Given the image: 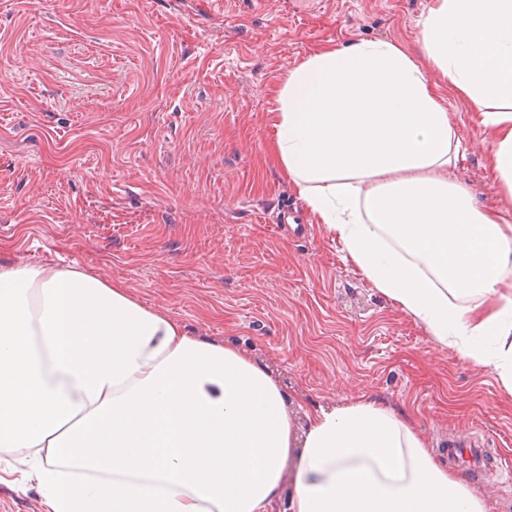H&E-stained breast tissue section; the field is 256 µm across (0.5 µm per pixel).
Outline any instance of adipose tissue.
Listing matches in <instances>:
<instances>
[{"instance_id":"ef3b65f1","label":"adipose tissue","mask_w":512,"mask_h":512,"mask_svg":"<svg viewBox=\"0 0 512 512\" xmlns=\"http://www.w3.org/2000/svg\"><path fill=\"white\" fill-rule=\"evenodd\" d=\"M421 27L419 62L360 39L290 70L271 155L372 288L512 393V224L449 181L466 147L439 94L476 107L512 192V0H432ZM294 403L121 285L0 266V461L42 512H490L404 411L361 397L300 424Z\"/></svg>"}]
</instances>
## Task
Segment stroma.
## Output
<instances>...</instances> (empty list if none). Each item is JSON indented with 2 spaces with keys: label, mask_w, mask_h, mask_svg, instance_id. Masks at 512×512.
I'll use <instances>...</instances> for the list:
<instances>
[{
  "label": "stroma",
  "mask_w": 512,
  "mask_h": 512,
  "mask_svg": "<svg viewBox=\"0 0 512 512\" xmlns=\"http://www.w3.org/2000/svg\"><path fill=\"white\" fill-rule=\"evenodd\" d=\"M432 0H0V266H79L232 344L304 406H408L433 452L512 456V394L344 261L268 158L274 90L324 45L421 56ZM450 177L512 219L471 104ZM512 512L487 469L454 464Z\"/></svg>",
  "instance_id": "35a3bbf8"
}]
</instances>
